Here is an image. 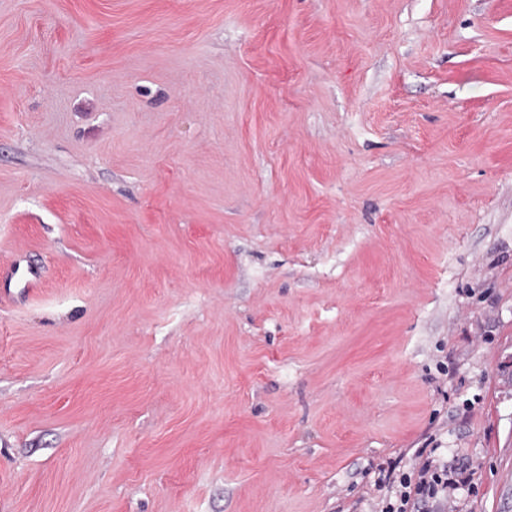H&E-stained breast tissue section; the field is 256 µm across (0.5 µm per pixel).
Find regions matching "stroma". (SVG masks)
<instances>
[{
    "mask_svg": "<svg viewBox=\"0 0 512 512\" xmlns=\"http://www.w3.org/2000/svg\"><path fill=\"white\" fill-rule=\"evenodd\" d=\"M512 512V0H0V512ZM470 473L462 464L460 467L449 468L433 465V460L426 458L411 475L401 474L399 477V496L397 502L387 503L381 512H420L430 501L443 498L455 504V493L470 483Z\"/></svg>",
    "mask_w": 512,
    "mask_h": 512,
    "instance_id": "stroma-1",
    "label": "stroma"
}]
</instances>
